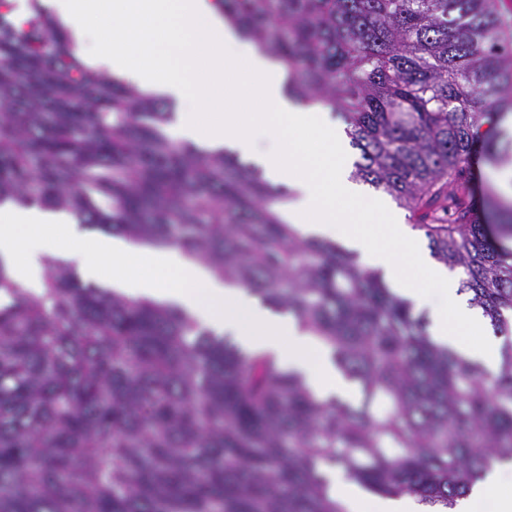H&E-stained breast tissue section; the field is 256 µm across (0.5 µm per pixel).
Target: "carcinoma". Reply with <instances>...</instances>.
I'll return each instance as SVG.
<instances>
[{
    "instance_id": "obj_1",
    "label": "carcinoma",
    "mask_w": 512,
    "mask_h": 512,
    "mask_svg": "<svg viewBox=\"0 0 512 512\" xmlns=\"http://www.w3.org/2000/svg\"><path fill=\"white\" fill-rule=\"evenodd\" d=\"M217 3L286 65L289 94L347 114L352 177L415 216L470 303L511 334L512 203L465 192L476 162L512 161L475 127L512 112L497 0ZM13 11L0 0V203L181 249L292 314L361 398H319L272 354L67 262L45 261L40 293L0 263V512H342L331 468L452 508L512 460V338L486 381L378 274L285 222L283 189L170 139L157 98L85 65L38 0L21 24Z\"/></svg>"
}]
</instances>
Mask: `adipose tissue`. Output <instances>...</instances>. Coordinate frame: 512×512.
<instances>
[{
    "label": "adipose tissue",
    "instance_id": "adipose-tissue-1",
    "mask_svg": "<svg viewBox=\"0 0 512 512\" xmlns=\"http://www.w3.org/2000/svg\"><path fill=\"white\" fill-rule=\"evenodd\" d=\"M46 2L86 63L184 103L172 140L258 160L268 181L291 192L283 206L289 223L307 236L346 241L364 264L383 270L398 295L429 309L436 343L496 369L502 340L487 335L485 319L463 301L459 273L433 267L402 216L384 211L376 231H346V224L361 220L359 205L366 198L350 178L346 123L333 119L322 101L289 96L284 65L225 21L215 0H109L108 14L95 22L89 0ZM298 130L322 141L324 152L303 150L294 136ZM341 199L353 201V208H339ZM70 221L63 212L0 205V262L11 278L40 291L44 259L62 251L36 231ZM72 241L88 277L111 265V289L178 305L214 332L237 336L247 349L276 353L320 396L346 392L348 384L324 346L296 319L273 314L179 249L78 231ZM407 254L413 258L409 267L403 263ZM421 276L435 285V295L415 287ZM470 332L480 335L479 343L466 342ZM328 492L345 512H439L408 496H367L333 478ZM453 512H512V463L489 474Z\"/></svg>",
    "mask_w": 512,
    "mask_h": 512
}]
</instances>
